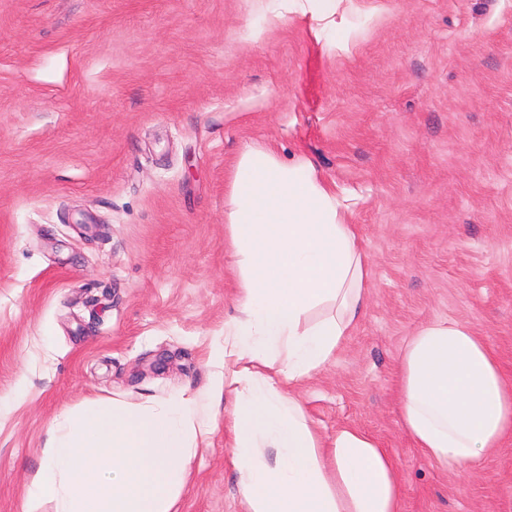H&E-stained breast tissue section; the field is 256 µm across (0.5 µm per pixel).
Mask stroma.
<instances>
[{"instance_id": "stroma-1", "label": "stroma", "mask_w": 512, "mask_h": 512, "mask_svg": "<svg viewBox=\"0 0 512 512\" xmlns=\"http://www.w3.org/2000/svg\"><path fill=\"white\" fill-rule=\"evenodd\" d=\"M342 23L345 52L289 0H0V512H23L58 413L209 386L237 313L224 186L250 144L351 197L370 269L363 319L300 388L311 420L392 453L400 512H512V440L444 471L396 390L435 319L512 374V0H347ZM233 402L175 512H243Z\"/></svg>"}]
</instances>
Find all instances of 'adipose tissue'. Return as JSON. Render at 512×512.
Instances as JSON below:
<instances>
[{
    "label": "adipose tissue",
    "instance_id": "1",
    "mask_svg": "<svg viewBox=\"0 0 512 512\" xmlns=\"http://www.w3.org/2000/svg\"><path fill=\"white\" fill-rule=\"evenodd\" d=\"M227 247L238 276L224 324V375L204 395L158 406L90 403L54 420L24 512H173L209 431L199 398L234 389L229 424L244 512H398L401 479L377 439L313 426L299 384L362 319L369 268L348 207L313 164L244 147L227 183ZM280 356L267 372L271 356ZM400 420L449 471L512 437V382L467 324L420 328L399 361Z\"/></svg>",
    "mask_w": 512,
    "mask_h": 512
}]
</instances>
